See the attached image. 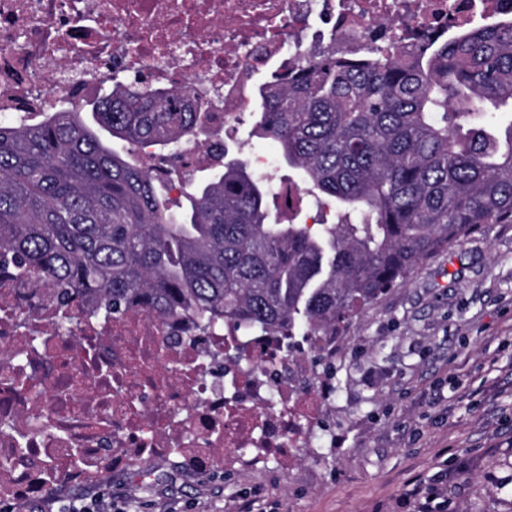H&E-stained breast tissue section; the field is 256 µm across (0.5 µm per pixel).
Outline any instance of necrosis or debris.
<instances>
[{
	"instance_id": "4bbe7bcc",
	"label": "necrosis or debris",
	"mask_w": 512,
	"mask_h": 512,
	"mask_svg": "<svg viewBox=\"0 0 512 512\" xmlns=\"http://www.w3.org/2000/svg\"><path fill=\"white\" fill-rule=\"evenodd\" d=\"M512 19V0H0V118L78 109L105 86L199 100L224 132L256 94L255 74L283 75L324 50L424 43L474 18ZM306 340L132 313L121 323H64L45 277L0 273V495L83 485L168 458L199 472L234 460L288 459L317 434L304 390Z\"/></svg>"
}]
</instances>
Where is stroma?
Here are the masks:
<instances>
[{
	"instance_id": "stroma-1",
	"label": "stroma",
	"mask_w": 512,
	"mask_h": 512,
	"mask_svg": "<svg viewBox=\"0 0 512 512\" xmlns=\"http://www.w3.org/2000/svg\"><path fill=\"white\" fill-rule=\"evenodd\" d=\"M258 110L231 131L233 157L276 158ZM314 388L323 430L293 459L199 474L163 460L26 498L42 512L111 498L124 512H410L415 482L448 512H512V224H487L371 303L336 342Z\"/></svg>"
}]
</instances>
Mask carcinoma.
<instances>
[{"label": "carcinoma", "mask_w": 512, "mask_h": 512, "mask_svg": "<svg viewBox=\"0 0 512 512\" xmlns=\"http://www.w3.org/2000/svg\"><path fill=\"white\" fill-rule=\"evenodd\" d=\"M259 127L302 184L238 159L185 203L138 160L215 133L184 96L118 86L82 112L0 121V267L48 274L68 320L130 312L202 332L339 336L365 305L485 224H512V20L413 61L323 55L257 91ZM315 196L333 224H294Z\"/></svg>", "instance_id": "1"}]
</instances>
